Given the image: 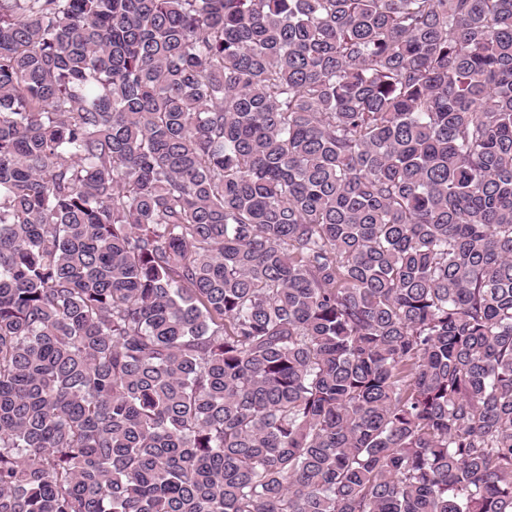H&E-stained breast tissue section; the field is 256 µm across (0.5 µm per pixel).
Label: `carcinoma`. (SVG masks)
<instances>
[{
	"label": "carcinoma",
	"mask_w": 512,
	"mask_h": 512,
	"mask_svg": "<svg viewBox=\"0 0 512 512\" xmlns=\"http://www.w3.org/2000/svg\"><path fill=\"white\" fill-rule=\"evenodd\" d=\"M0 512H512V0H0Z\"/></svg>",
	"instance_id": "obj_1"
}]
</instances>
